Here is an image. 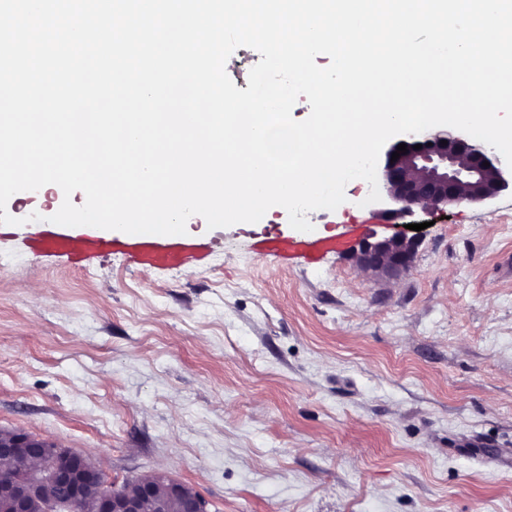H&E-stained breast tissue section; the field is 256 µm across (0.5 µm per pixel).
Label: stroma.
<instances>
[{"mask_svg":"<svg viewBox=\"0 0 512 512\" xmlns=\"http://www.w3.org/2000/svg\"><path fill=\"white\" fill-rule=\"evenodd\" d=\"M353 180L315 232L365 241L420 224L412 268L381 283L354 252L315 269L250 252L264 222L195 234L205 266L88 267L28 247L45 186L0 237V429L90 455L117 484L163 474L210 512H512V184L479 203H367Z\"/></svg>","mask_w":512,"mask_h":512,"instance_id":"1","label":"stroma"}]
</instances>
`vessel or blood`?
Here are the masks:
<instances>
[{
  "instance_id": "vessel-or-blood-1",
  "label": "vessel or blood",
  "mask_w": 512,
  "mask_h": 512,
  "mask_svg": "<svg viewBox=\"0 0 512 512\" xmlns=\"http://www.w3.org/2000/svg\"><path fill=\"white\" fill-rule=\"evenodd\" d=\"M361 231V225L345 224L323 234H285L269 224L252 237L249 248L255 255L287 266H315L328 255L350 251ZM30 247L76 266L105 252L119 253L142 269L195 268L210 255L209 242L201 235L126 233L104 238L90 229L74 234L58 224L42 225Z\"/></svg>"
}]
</instances>
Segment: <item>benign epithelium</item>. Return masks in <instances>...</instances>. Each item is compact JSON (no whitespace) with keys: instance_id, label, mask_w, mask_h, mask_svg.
Wrapping results in <instances>:
<instances>
[{"instance_id":"7a95c632","label":"benign epithelium","mask_w":512,"mask_h":512,"mask_svg":"<svg viewBox=\"0 0 512 512\" xmlns=\"http://www.w3.org/2000/svg\"><path fill=\"white\" fill-rule=\"evenodd\" d=\"M447 144H442V141ZM407 152L386 161L384 180L392 198L408 213L416 205L476 203L494 196L503 186L502 172L487 150L466 140L436 134L405 141ZM422 148L417 149L415 145ZM489 166H483V163ZM417 241L395 235L365 243L357 260L379 282L403 276L412 266ZM0 499L10 512H68L71 503L90 490L89 512H165L156 501V486L138 479L134 491L107 482L87 454L16 431L0 435ZM168 493L181 502L180 512H207L203 497L186 493L184 484L168 480Z\"/></svg>"}]
</instances>
